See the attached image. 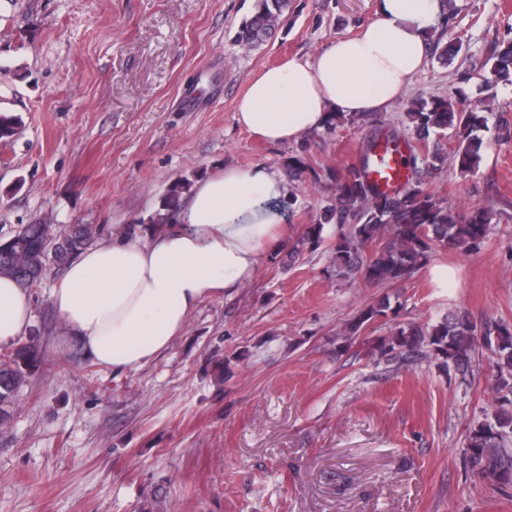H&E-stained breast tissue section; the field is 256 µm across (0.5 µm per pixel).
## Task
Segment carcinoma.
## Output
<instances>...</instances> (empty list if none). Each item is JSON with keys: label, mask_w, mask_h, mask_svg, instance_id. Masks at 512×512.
<instances>
[{"label": "carcinoma", "mask_w": 512, "mask_h": 512, "mask_svg": "<svg viewBox=\"0 0 512 512\" xmlns=\"http://www.w3.org/2000/svg\"><path fill=\"white\" fill-rule=\"evenodd\" d=\"M292 0H254L251 15L242 23L238 45L251 49L269 39L288 12ZM484 83L493 88L512 84V40L501 42L484 62ZM496 115L495 138L512 142V113L495 110L483 100L473 103L464 96L455 99H414L408 105L410 125L401 134L393 131L383 137L406 144L409 153L402 158L408 176L394 193L378 192L365 172L379 138L362 148L359 163L348 164L330 174L333 193L313 218L302 225L299 234L288 240V261L295 262L322 244L327 224L336 225V241L331 247V265L326 272L344 281L368 284H403L410 280L436 250L443 246L463 253L482 248L491 233L493 212L474 208L461 218L435 197L423 175L439 170L447 162L462 174L474 173L480 166L488 128V116ZM20 118L0 110V141L11 139ZM435 140H430L431 135ZM451 136L457 143L453 155L440 147V140ZM190 183L173 182L161 207L149 220L155 233L173 223ZM61 240L55 254L46 248V229ZM97 229L91 224L58 228L53 224H26L10 238L0 241V276L13 278L27 291L40 286L49 263L67 265L81 250L95 242ZM399 308L380 300L363 309L343 331V346L367 325L391 322ZM484 347L497 359L500 370L497 391L500 399L512 404V327L489 319L480 324L468 316L450 313L436 325L415 322L396 323L389 334L380 337L373 350L397 368L435 355L447 369L465 377L473 372L475 354ZM43 364L35 340L18 343L0 354V421L7 416L5 406ZM464 455L471 472L494 481L502 488L512 487V413L501 412L473 426L466 433Z\"/></svg>", "instance_id": "carcinoma-1"}]
</instances>
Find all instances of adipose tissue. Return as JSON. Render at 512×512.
I'll return each mask as SVG.
<instances>
[{
    "label": "adipose tissue",
    "mask_w": 512,
    "mask_h": 512,
    "mask_svg": "<svg viewBox=\"0 0 512 512\" xmlns=\"http://www.w3.org/2000/svg\"><path fill=\"white\" fill-rule=\"evenodd\" d=\"M440 12V0H376L360 35L336 39L313 61L266 68L238 100L236 122L281 144L321 127L330 112L389 110L425 65ZM286 189L277 171L228 167L197 183L174 224L148 243L121 237L83 250L51 294L63 344L117 372L144 366L203 299L250 283L264 255L287 243L286 225L267 206ZM30 323V295L0 277V347Z\"/></svg>",
    "instance_id": "1"
}]
</instances>
